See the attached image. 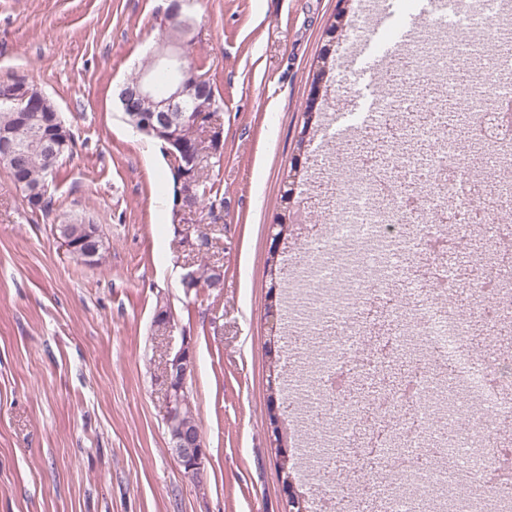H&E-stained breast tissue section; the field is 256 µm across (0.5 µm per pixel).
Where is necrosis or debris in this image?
Masks as SVG:
<instances>
[{"mask_svg":"<svg viewBox=\"0 0 512 512\" xmlns=\"http://www.w3.org/2000/svg\"><path fill=\"white\" fill-rule=\"evenodd\" d=\"M458 59L426 33L403 76L444 85ZM484 69L465 95L472 136L491 168H511L512 117L500 106L512 59L486 58ZM396 112L384 104L365 133L382 165L348 185L327 223L311 225L292 263L286 415L305 434L310 469L335 467L346 443L362 456L366 489L349 512H512V457L488 448L512 425V357L477 354L470 342L473 321L512 325L511 224L482 227L489 275L471 284L470 316L447 300L476 208L511 193L512 179L476 181L452 154L418 169L399 141L432 142L437 132L395 129ZM421 173L426 191L408 194Z\"/></svg>","mask_w":512,"mask_h":512,"instance_id":"1","label":"necrosis or debris"}]
</instances>
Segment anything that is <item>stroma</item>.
I'll list each match as a JSON object with an SVG mask.
<instances>
[{
  "instance_id": "stroma-1",
  "label": "stroma",
  "mask_w": 512,
  "mask_h": 512,
  "mask_svg": "<svg viewBox=\"0 0 512 512\" xmlns=\"http://www.w3.org/2000/svg\"><path fill=\"white\" fill-rule=\"evenodd\" d=\"M167 0H0V82L36 84L76 140L54 174L51 213L32 210L0 168V512H288L272 449L282 398L270 354L269 254L298 252L326 221L305 187L317 144L361 85L346 57L367 18L359 0H192L194 66L212 79L222 160L208 178L220 221L174 215L170 161L125 121L116 91L149 58ZM324 78H317L318 70ZM294 180L283 199L285 180ZM98 224V264L54 227ZM286 232H279V225ZM208 235L197 252L186 238ZM217 266L220 288L189 294L185 267ZM166 307L180 334L156 332ZM190 337L192 409L208 455L187 477L169 450L160 382Z\"/></svg>"
}]
</instances>
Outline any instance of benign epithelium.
<instances>
[{
    "label": "benign epithelium",
    "instance_id": "7a95c632",
    "mask_svg": "<svg viewBox=\"0 0 512 512\" xmlns=\"http://www.w3.org/2000/svg\"><path fill=\"white\" fill-rule=\"evenodd\" d=\"M189 0H171L164 18V26L170 36L162 38L152 51L153 61L168 63L182 60L187 50L184 39L191 32L193 20L185 7ZM203 96L202 86L195 79L188 77L187 70H182L163 95L155 93L152 77L148 73L132 84H125L118 94L122 111L130 113L132 126L141 132L148 133L160 140L174 160V172L177 175L178 200L184 209H191L195 204L196 187L193 174L198 172L200 164L196 157L186 150L181 141V128L190 123L195 128H206L207 139L215 140L213 153L220 152L222 137L215 136L221 131L219 126L204 125V115L194 106V100ZM45 94L40 90H31L23 84L10 92V99L22 104L31 99H43ZM31 131H40L36 125L29 124L27 119L10 126L0 128V151L6 155L16 153L24 145L23 135ZM17 187L26 195L27 204L38 209L44 198L45 188L32 187L25 179L16 182ZM63 245L78 260L94 263L99 255L98 245L80 247L68 241ZM193 370V359L189 341L184 339L180 348L168 359L161 382L167 393V411L165 424L170 429V450L183 472L189 476L200 475L201 466L207 457V448L197 424L183 419L184 408L181 392L185 390L189 376Z\"/></svg>",
    "mask_w": 512,
    "mask_h": 512
}]
</instances>
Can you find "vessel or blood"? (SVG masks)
I'll return each instance as SVG.
<instances>
[{
	"mask_svg": "<svg viewBox=\"0 0 512 512\" xmlns=\"http://www.w3.org/2000/svg\"><path fill=\"white\" fill-rule=\"evenodd\" d=\"M417 12L401 14L391 7L371 15L368 31L357 42L354 54L348 59L350 68L363 74L365 94L346 112L334 113L331 118L332 139L346 140L348 135L369 123L376 110L375 81L381 73L389 72L402 61L404 53L427 20L453 25L474 10L473 0H418Z\"/></svg>",
	"mask_w": 512,
	"mask_h": 512,
	"instance_id": "vessel-or-blood-1",
	"label": "vessel or blood"
}]
</instances>
